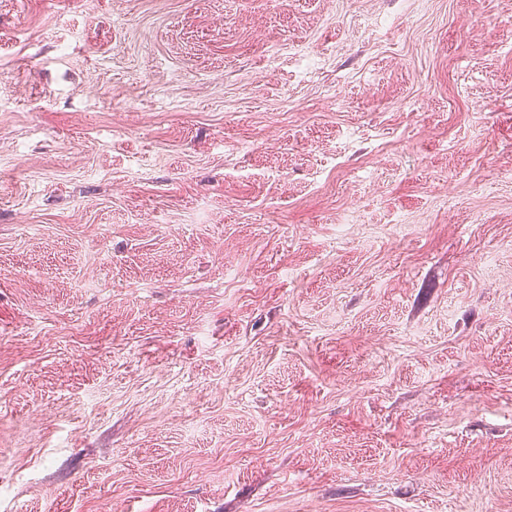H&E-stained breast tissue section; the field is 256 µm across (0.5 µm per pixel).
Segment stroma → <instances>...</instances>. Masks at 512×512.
<instances>
[{"instance_id":"stroma-1","label":"stroma","mask_w":512,"mask_h":512,"mask_svg":"<svg viewBox=\"0 0 512 512\" xmlns=\"http://www.w3.org/2000/svg\"><path fill=\"white\" fill-rule=\"evenodd\" d=\"M0 512H512V0H0Z\"/></svg>"}]
</instances>
